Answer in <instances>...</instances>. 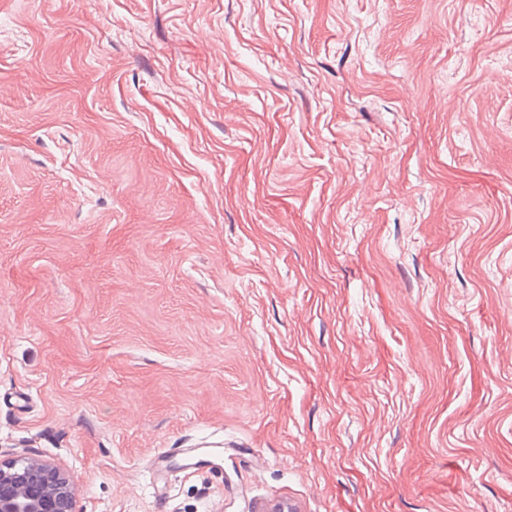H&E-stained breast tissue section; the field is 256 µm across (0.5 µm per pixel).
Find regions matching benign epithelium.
Returning a JSON list of instances; mask_svg holds the SVG:
<instances>
[{
    "label": "benign epithelium",
    "mask_w": 512,
    "mask_h": 512,
    "mask_svg": "<svg viewBox=\"0 0 512 512\" xmlns=\"http://www.w3.org/2000/svg\"><path fill=\"white\" fill-rule=\"evenodd\" d=\"M0 512H78L74 480L48 460H0Z\"/></svg>",
    "instance_id": "1"
}]
</instances>
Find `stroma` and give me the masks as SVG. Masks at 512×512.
Masks as SVG:
<instances>
[{"instance_id":"1","label":"stroma","mask_w":512,"mask_h":512,"mask_svg":"<svg viewBox=\"0 0 512 512\" xmlns=\"http://www.w3.org/2000/svg\"><path fill=\"white\" fill-rule=\"evenodd\" d=\"M21 454L79 512H512V0H0Z\"/></svg>"}]
</instances>
